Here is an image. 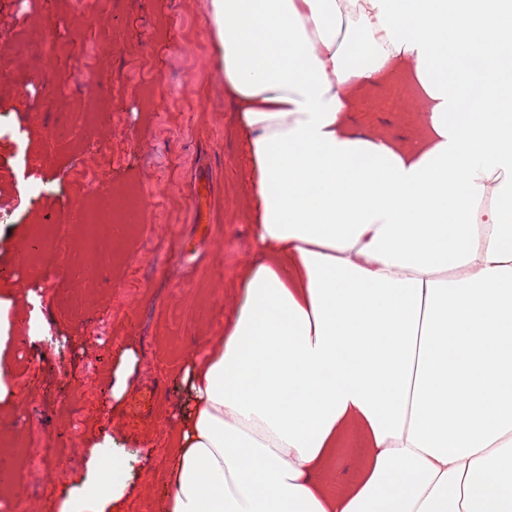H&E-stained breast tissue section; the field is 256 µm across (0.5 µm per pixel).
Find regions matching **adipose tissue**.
Segmentation results:
<instances>
[{
    "label": "adipose tissue",
    "mask_w": 512,
    "mask_h": 512,
    "mask_svg": "<svg viewBox=\"0 0 512 512\" xmlns=\"http://www.w3.org/2000/svg\"><path fill=\"white\" fill-rule=\"evenodd\" d=\"M258 259L168 512H512V0H208ZM408 66V149L345 87ZM369 450L337 493L336 450Z\"/></svg>",
    "instance_id": "ef3b65f1"
}]
</instances>
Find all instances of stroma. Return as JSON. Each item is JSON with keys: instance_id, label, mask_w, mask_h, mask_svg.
<instances>
[{"instance_id": "35a3bbf8", "label": "stroma", "mask_w": 512, "mask_h": 512, "mask_svg": "<svg viewBox=\"0 0 512 512\" xmlns=\"http://www.w3.org/2000/svg\"><path fill=\"white\" fill-rule=\"evenodd\" d=\"M43 28L53 53L0 70V266H18L40 225L104 206L99 189L143 204L138 232L92 277L71 273L72 234L69 265L42 297L53 346L24 334L23 295L39 272L0 277L10 323L0 358L14 391L11 411H0V448L42 428L76 427L82 441L52 479L0 495V512H31L37 499L61 512L63 489L102 478L108 455L122 461L125 485L111 512H139L148 496L167 499L168 448L191 405L185 372L222 334L255 260L240 202L243 133L215 70L206 0H28L22 9L0 0V46ZM351 96L355 131L416 144V120L378 107L379 88ZM33 181L46 193L29 196Z\"/></svg>"}]
</instances>
